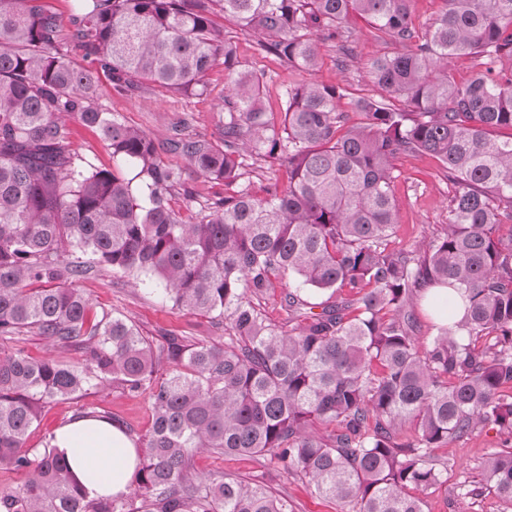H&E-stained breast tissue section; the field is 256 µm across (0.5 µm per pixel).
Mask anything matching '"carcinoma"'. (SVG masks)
Segmentation results:
<instances>
[{"mask_svg": "<svg viewBox=\"0 0 512 512\" xmlns=\"http://www.w3.org/2000/svg\"><path fill=\"white\" fill-rule=\"evenodd\" d=\"M84 2L72 37L88 66L61 49L43 0H0V336L35 330L84 361L0 352V465L26 474L0 491V512H292L261 481L197 474L202 449L263 457L347 512H425L423 495L446 486L434 449L487 423L512 434V233L501 234L512 222V137L493 136L512 128V0H444L420 39L413 0ZM218 14L303 71L319 65L312 35L353 15L415 45L368 60L377 96L289 87L279 128L261 102L263 74L244 68ZM469 54L481 69L458 81L450 63ZM219 62L230 82L224 146L175 133L185 170L92 104L101 73L120 92L152 83L196 95ZM66 116L99 131L112 170L75 162ZM408 152L435 156L455 187L448 228L419 252L387 244L394 161ZM246 154L284 168L287 184L262 197L235 189L191 224L169 207L192 174L238 183ZM72 249L85 260L65 261ZM95 266L144 275L176 307L225 320L224 344L149 339L92 311L73 279ZM276 271L297 280L285 296L302 319L294 333L251 300ZM434 285L448 294L434 297L440 323L421 345L409 303ZM342 288L352 298L333 299ZM312 295L326 296L319 312ZM163 362L171 370L156 382ZM110 383L151 403L130 509L87 500L51 442L26 447L42 405ZM483 479L512 505V448L487 454Z\"/></svg>", "mask_w": 512, "mask_h": 512, "instance_id": "obj_1", "label": "carcinoma"}]
</instances>
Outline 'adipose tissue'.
I'll return each instance as SVG.
<instances>
[{"mask_svg":"<svg viewBox=\"0 0 512 512\" xmlns=\"http://www.w3.org/2000/svg\"><path fill=\"white\" fill-rule=\"evenodd\" d=\"M52 444L90 500L124 494L141 460L133 440L104 419L75 418L56 431Z\"/></svg>","mask_w":512,"mask_h":512,"instance_id":"ef3b65f1","label":"adipose tissue"}]
</instances>
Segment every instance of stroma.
Listing matches in <instances>:
<instances>
[{"label":"stroma","instance_id":"1","mask_svg":"<svg viewBox=\"0 0 512 512\" xmlns=\"http://www.w3.org/2000/svg\"><path fill=\"white\" fill-rule=\"evenodd\" d=\"M223 27L225 40L236 46L242 63L263 73L261 100L267 111L276 114L281 111L288 87L306 80L339 85L354 96L373 95L376 89L367 80L366 61L378 54L402 53L407 49L406 44L378 33L362 18L354 17L336 37L319 39L320 67L306 73L272 55L258 52V36L254 31L228 21ZM206 82V91L193 97L149 84L137 92L123 93L113 89L111 78L104 74L98 83L95 104L158 143L164 142L176 126L181 127L186 136L215 142L224 120L220 102L228 84L223 66L212 69ZM67 129L68 147L72 152L96 166L112 168V153L97 130L74 119L68 121ZM396 173L394 195L398 222L388 247L419 250L446 227L454 189L444 180L440 161L429 154L399 157ZM223 194V185L192 176L185 187L172 190L168 199L171 209L184 221L193 222L207 214L210 204ZM271 280V288L255 297L254 303L270 320L284 327L288 324L284 298L295 288L296 280L285 273L273 274ZM77 286L95 310L131 321L142 336L152 337L163 329L192 341L203 339L219 345L224 342L225 331L214 319L175 307L155 282H144L133 275L115 274L111 269L98 267L80 277ZM15 349L24 350L34 358L49 355L71 364L81 361L78 353L50 345L45 337L34 332L12 339L0 337V351ZM86 412L110 417L137 447H144L152 425L147 393H130L112 384L45 406L29 432L27 447H43L57 428ZM504 445V435L496 426L488 425L467 438L436 449L434 456L448 490L427 495L425 512H511L494 494L481 489L484 456ZM194 464L203 474L221 472L247 480L264 479L274 494L290 502L294 512H341L336 501L312 494L298 476L281 469L273 470L267 460L259 457H224L204 451L196 455Z\"/></svg>","mask_w":512,"mask_h":512}]
</instances>
